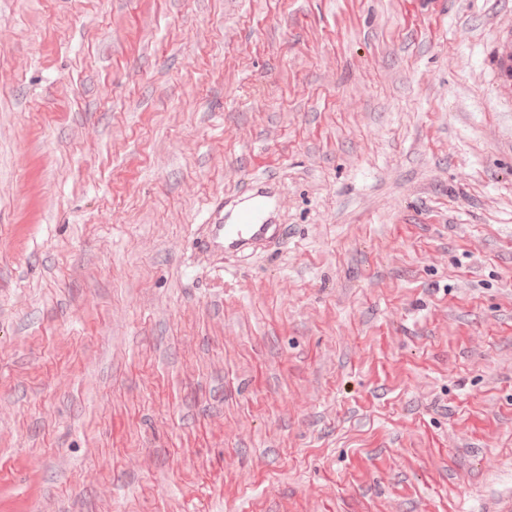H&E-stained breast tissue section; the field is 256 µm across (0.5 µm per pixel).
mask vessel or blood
<instances>
[{"label":"vessel or blood","mask_w":512,"mask_h":512,"mask_svg":"<svg viewBox=\"0 0 512 512\" xmlns=\"http://www.w3.org/2000/svg\"><path fill=\"white\" fill-rule=\"evenodd\" d=\"M496 97L512 102V36L496 39L490 55ZM280 235L275 222L273 194L267 182H252L233 206L212 209L206 224L204 248L238 255L253 251Z\"/></svg>","instance_id":"b4317fda"}]
</instances>
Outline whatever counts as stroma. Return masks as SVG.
Masks as SVG:
<instances>
[{
	"instance_id": "35a3bbf8",
	"label": "stroma",
	"mask_w": 512,
	"mask_h": 512,
	"mask_svg": "<svg viewBox=\"0 0 512 512\" xmlns=\"http://www.w3.org/2000/svg\"><path fill=\"white\" fill-rule=\"evenodd\" d=\"M512 0H0V512H507ZM267 178L288 240L201 251ZM489 61L496 98L500 102H512V35H502L496 39Z\"/></svg>"
}]
</instances>
